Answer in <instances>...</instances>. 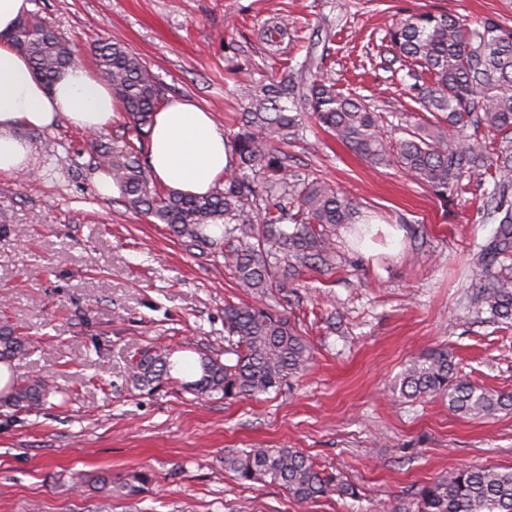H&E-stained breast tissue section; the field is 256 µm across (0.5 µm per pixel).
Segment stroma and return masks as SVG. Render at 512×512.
<instances>
[{
    "label": "stroma",
    "mask_w": 512,
    "mask_h": 512,
    "mask_svg": "<svg viewBox=\"0 0 512 512\" xmlns=\"http://www.w3.org/2000/svg\"><path fill=\"white\" fill-rule=\"evenodd\" d=\"M31 2L77 63L92 67L93 43L121 42L166 97L211 112L230 138L252 86L298 79L312 50L326 52L320 77L337 91L405 124L430 122L406 94L408 69L386 37L393 22L431 11L512 25V0ZM283 18L287 32L273 34ZM126 121L121 111L96 134L65 123L27 132L28 172L0 174V326L31 343L12 375L50 377L65 394L30 411L0 405V512H417L419 489L450 471L512 468V407L461 417L442 398L392 392L408 360L445 349L461 377L512 394V322L470 302L475 246L496 229L482 217L489 183L440 198L305 116L304 140L287 147L289 177L327 180L358 210L337 227L330 266L301 269L300 298L284 308L311 347L309 367L257 399L201 397L174 381L138 391L128 366L147 348L223 357L225 304L255 298L221 253L182 242L121 193L98 195L95 150L121 148ZM362 222L376 229L370 252L357 242ZM241 448L299 449L362 498L297 507L284 489L225 471V454ZM139 470L152 481L127 494ZM74 471L86 476L78 492Z\"/></svg>",
    "instance_id": "35a3bbf8"
}]
</instances>
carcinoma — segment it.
Instances as JSON below:
<instances>
[{"label": "carcinoma", "mask_w": 512, "mask_h": 512, "mask_svg": "<svg viewBox=\"0 0 512 512\" xmlns=\"http://www.w3.org/2000/svg\"><path fill=\"white\" fill-rule=\"evenodd\" d=\"M389 38L399 56L417 66L409 73V97L433 117L431 123L415 125L392 145L381 113L357 94L304 78L257 85L251 92L253 111L246 113L235 136V161L218 187L204 196L150 186L142 156L164 91L141 57L125 45L105 40L93 46L96 74L128 114L123 146L101 148L98 163L110 172L128 205L187 242L224 245V265L238 287L275 300L273 305H224V354L229 359L205 354L184 358L195 372L184 388L226 400L256 398L280 390L308 367V344L277 307L296 292L289 283L290 270L329 265L336 226L355 223L356 214L351 199L328 182L318 177L288 180V153L281 146L296 139L308 112L371 166L396 165L443 199L465 180L492 178L487 215L498 228L477 247L480 281L471 304L512 320V279L502 276L512 268V26L492 17L468 21L447 12H422L399 19ZM13 42L48 86L74 63L70 45L36 16L18 22ZM467 128L473 133L465 134ZM481 131L502 136L492 161L474 140ZM213 226L220 236L210 235ZM26 349L14 329L0 327V360ZM179 353L173 347L144 352L131 363V385L152 391L171 380ZM398 389L406 398L440 396L448 400L449 410L464 415L512 406V394H493L458 376L446 351L411 360ZM56 393L49 379L35 376L12 385L4 405L28 410ZM224 469L241 481L280 487L300 504L329 494L359 495L347 477L318 470L296 448L231 452L224 455ZM418 512H512V469L451 471L419 490Z\"/></svg>", "instance_id": "obj_1"}]
</instances>
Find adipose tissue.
I'll use <instances>...</instances> for the list:
<instances>
[{"mask_svg":"<svg viewBox=\"0 0 512 512\" xmlns=\"http://www.w3.org/2000/svg\"><path fill=\"white\" fill-rule=\"evenodd\" d=\"M31 9L30 0H0V173L28 167L33 147L19 129H51L64 121L96 133L111 126L117 111L109 86L83 66L66 69L50 86L35 75L11 41ZM230 159L228 141L211 112L183 98L154 113L148 164L165 187L207 194Z\"/></svg>","mask_w":512,"mask_h":512,"instance_id":"obj_1","label":"adipose tissue"}]
</instances>
